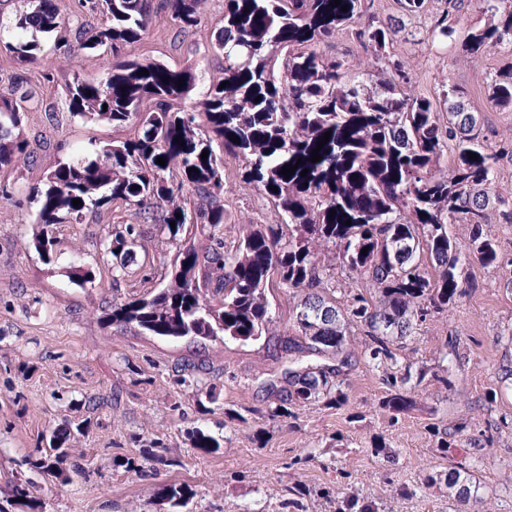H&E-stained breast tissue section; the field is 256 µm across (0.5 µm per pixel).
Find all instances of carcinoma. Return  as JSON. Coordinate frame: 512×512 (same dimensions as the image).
<instances>
[{"mask_svg":"<svg viewBox=\"0 0 512 512\" xmlns=\"http://www.w3.org/2000/svg\"><path fill=\"white\" fill-rule=\"evenodd\" d=\"M101 14V23L79 46L117 55L138 42L152 22L151 0H80ZM203 0H162L182 29L197 25ZM452 6L434 21L431 37H450L456 13L473 8L486 16L484 25L468 32L463 50L481 55L490 46L512 43L509 0H448ZM224 0V16L214 48L224 54V74L210 84L199 110L181 111L173 102L195 88L192 69L175 70L157 60H117L96 79H74L66 88L71 116L107 121L114 127L132 124L133 137L119 143L90 142L78 147L69 161L58 164L28 190L35 205L33 223L40 227L32 245L43 259L53 260L48 229L78 224L86 215L100 219L121 203L135 208L141 223L112 225V280L130 273L143 224L169 229L177 254L171 283L155 294L112 305L109 321L134 324L154 336L179 339L199 336L254 340L268 323L265 288L275 276L288 288L307 290L297 304L295 326L313 351L336 356V366L295 364L284 373L287 386L278 390L270 408L273 419L295 416L294 409L318 403L335 405L341 389L330 382L348 365L344 355L347 326L360 323L370 337V358L376 368L398 365V341L412 335L415 322L439 313L465 294L464 267L498 263V242L488 228V214L500 211L512 223V203L495 190L500 153L480 140V116L469 110L465 93L451 88L445 112L425 96L409 94L391 80L366 90L370 69L352 74L344 60L318 51L317 44L339 31L355 30L365 39L374 63L393 44L399 21L374 24L367 0ZM61 26L52 0H36L14 28L0 30V51L21 64L36 63L42 45L38 35ZM149 75H141L142 70ZM168 81H162V78ZM185 86L178 87V82ZM227 82L221 86V82ZM26 79L15 76L13 93L0 94V168L29 155L21 137L31 95ZM493 105L512 108V67L496 73L488 86ZM261 101H255V98ZM329 142L317 148L326 132ZM240 142H234V138ZM454 148L452 168L442 166L448 146ZM321 160L311 162L312 151ZM208 158H201L202 152ZM478 155L471 159L468 153ZM243 159V181L258 187L282 212L291 227L288 238L275 228L256 227L237 246H224V155ZM166 159L165 166L157 159ZM302 164H297V160ZM296 171L284 177L282 167ZM308 170L301 175L302 170ZM277 187L272 191L271 187ZM189 193L184 203L176 199ZM82 203L75 206L72 200ZM351 224H345V221ZM176 228H170V222ZM454 224L472 227L468 241L452 235ZM188 226L209 230L211 244L200 252L180 243ZM334 248L339 266L353 280L363 279L372 299L360 293L341 308L326 297L330 288L319 247ZM367 254H362V249ZM427 251L435 271L416 262ZM411 375L387 380L391 394L385 405L395 411L411 406L403 393ZM195 447L208 453L220 441L201 429ZM68 454L58 440L49 451L30 458V469L57 476ZM463 463L445 477L425 476L400 489L403 496L444 481L448 498L467 501L478 487ZM35 483L14 487L13 499L0 512L32 495ZM162 496L183 509L192 500L187 484L170 485ZM340 512H385L375 501L348 493Z\"/></svg>","mask_w":512,"mask_h":512,"instance_id":"carcinoma-1","label":"carcinoma"}]
</instances>
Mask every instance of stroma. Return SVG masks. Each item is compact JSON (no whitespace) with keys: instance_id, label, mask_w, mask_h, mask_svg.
Masks as SVG:
<instances>
[{"instance_id":"obj_1","label":"stroma","mask_w":512,"mask_h":512,"mask_svg":"<svg viewBox=\"0 0 512 512\" xmlns=\"http://www.w3.org/2000/svg\"><path fill=\"white\" fill-rule=\"evenodd\" d=\"M53 3L64 26L44 39L37 63L22 66L0 52V93L10 91L22 72L35 95L21 129L34 162L0 170V501L15 480L32 477L43 512H172L159 491L180 483L195 491L193 512H284L289 486L301 490L305 512H336L350 488L393 512H471V503L449 499L441 484L410 497L398 493L461 462L479 483L487 512H512V224L490 212L498 265L469 266L472 288L447 311L419 323L402 349L411 373L425 375L411 391V409L397 413L383 406L388 388L365 355L364 326L355 325L345 349L349 364L337 378L345 403L270 419L275 397L268 382L280 380L297 360L336 363L335 356L307 348L289 352L300 337L293 326L298 299L288 289L276 283L266 288L271 321L260 339L171 340L107 321L113 301L139 299L167 283L176 246L166 230L144 225L137 249L142 263L118 280L106 244L113 225L133 222L130 210L116 208L108 225L91 216L60 225L54 232L60 256L53 262L32 247L28 188L76 146L91 139L110 144L133 133L129 126L71 116L66 84L102 76L115 55L80 49L77 31H91L99 18L79 0ZM446 7V0H429L424 13L406 16L396 0H371L369 13L378 24L399 20L402 30L387 55L413 65L415 94L437 100L459 87L480 114L485 143L510 141L512 109L490 104L488 81L512 67V44L476 60L464 57L463 39L483 22L475 10L460 12L449 40H427ZM223 13L224 0H207L199 24L189 30L179 29L168 12L154 13L143 39L118 56L192 67L196 91L204 93L224 66L213 48ZM243 168V161L225 157L229 247L247 225L281 222L264 194L242 181ZM79 268L93 271L95 287L73 284ZM445 368L451 371L448 388L432 377ZM208 386L219 389V402L198 405L196 388ZM458 424L463 430L457 434ZM199 429L219 438L217 453L194 448ZM445 430L449 445L442 448ZM59 433L71 456L80 458L82 474L35 476L28 458ZM157 444L166 461L147 477L121 467L126 458L143 461Z\"/></svg>"}]
</instances>
